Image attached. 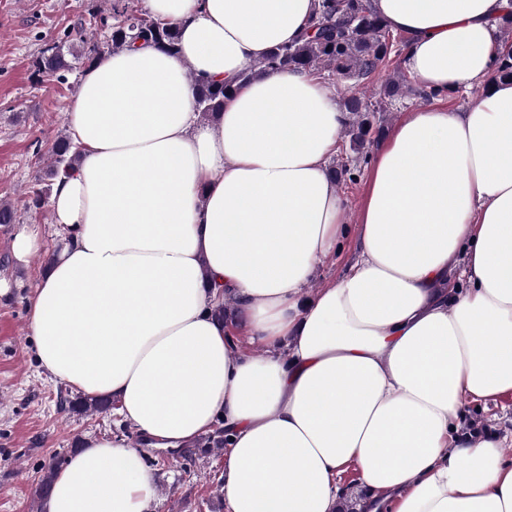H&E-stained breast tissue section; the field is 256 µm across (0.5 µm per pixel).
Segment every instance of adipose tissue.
Returning <instances> with one entry per match:
<instances>
[{
  "mask_svg": "<svg viewBox=\"0 0 512 512\" xmlns=\"http://www.w3.org/2000/svg\"><path fill=\"white\" fill-rule=\"evenodd\" d=\"M315 3L146 0L176 52L142 40L82 74L65 114L82 160L55 182L60 245L29 297L37 361L161 447L223 431L227 512H338L347 472L360 512H512L500 440L459 434L466 404L512 395V0H372L424 89L485 93L402 114L356 259L317 289L346 223L328 161L348 115L313 71L240 78ZM198 78L235 86L208 124ZM229 298L243 321L218 318ZM155 499L137 446L93 437L46 512Z\"/></svg>",
  "mask_w": 512,
  "mask_h": 512,
  "instance_id": "obj_1",
  "label": "adipose tissue"
}]
</instances>
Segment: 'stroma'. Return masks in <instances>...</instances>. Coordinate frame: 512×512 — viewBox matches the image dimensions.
Masks as SVG:
<instances>
[{"label":"stroma","mask_w":512,"mask_h":512,"mask_svg":"<svg viewBox=\"0 0 512 512\" xmlns=\"http://www.w3.org/2000/svg\"><path fill=\"white\" fill-rule=\"evenodd\" d=\"M112 16V0H0V203L13 207L15 224L0 226V279L11 285L0 296V512H36L38 479L48 466H62L75 443L89 437H115L138 446L156 477L154 512H224L223 451L198 453L196 446L171 456L124 422L117 409L92 415L68 413L63 399L75 390L39 369L29 331L27 299L36 287L48 252L57 244L50 208L32 205L34 192L48 189L45 175L54 141L66 135L64 116L85 69L73 60L65 79L39 72L36 61L45 45L85 27L88 39L103 42L101 21ZM397 74L383 69L371 83L373 100L382 102L376 122L391 129L401 113L422 106L409 96L385 102L383 89ZM384 137L367 139L360 152L350 151V137L341 134L346 155H333L330 168L342 159L360 161L355 184L339 183L349 223H357L367 180ZM37 225L42 247L28 264L12 259L19 226ZM462 433L478 438L498 436L512 456V397L469 406Z\"/></svg>","instance_id":"obj_1"}]
</instances>
